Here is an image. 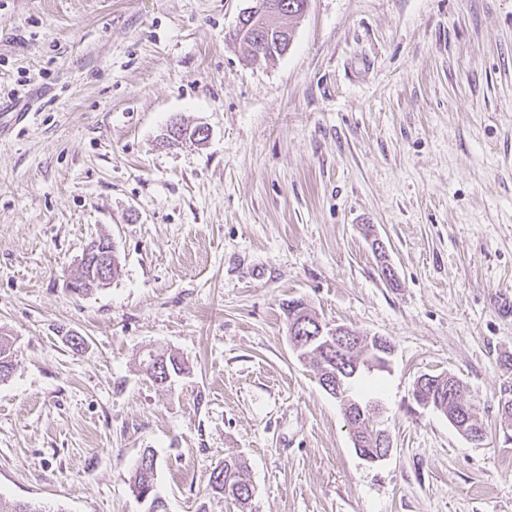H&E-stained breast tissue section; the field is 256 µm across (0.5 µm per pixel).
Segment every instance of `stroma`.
Returning <instances> with one entry per match:
<instances>
[{
	"instance_id": "1",
	"label": "stroma",
	"mask_w": 512,
	"mask_h": 512,
	"mask_svg": "<svg viewBox=\"0 0 512 512\" xmlns=\"http://www.w3.org/2000/svg\"><path fill=\"white\" fill-rule=\"evenodd\" d=\"M247 6L0 0V113L49 91L0 137V335L17 350L0 497L143 512L129 479L149 448L168 512H198L229 453L252 512H512V0H309L266 65L226 37ZM175 119L207 140L164 145ZM102 235L120 270L76 295ZM297 298L392 343L350 389L386 459L356 453L293 353ZM150 351L186 373L152 384ZM448 373L483 441L414 400Z\"/></svg>"
}]
</instances>
